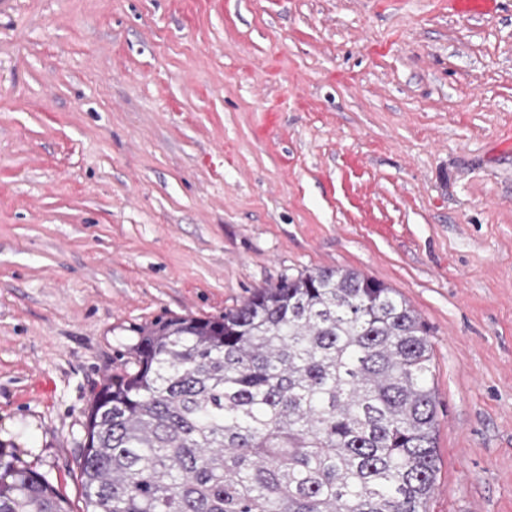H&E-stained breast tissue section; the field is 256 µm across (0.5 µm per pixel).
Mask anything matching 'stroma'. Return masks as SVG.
Here are the masks:
<instances>
[{
	"instance_id": "obj_1",
	"label": "stroma",
	"mask_w": 512,
	"mask_h": 512,
	"mask_svg": "<svg viewBox=\"0 0 512 512\" xmlns=\"http://www.w3.org/2000/svg\"><path fill=\"white\" fill-rule=\"evenodd\" d=\"M0 0V442L83 512L135 327L354 269L428 325V512H512V0Z\"/></svg>"
}]
</instances>
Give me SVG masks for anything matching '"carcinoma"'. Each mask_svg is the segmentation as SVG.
<instances>
[{"instance_id": "obj_1", "label": "carcinoma", "mask_w": 512, "mask_h": 512, "mask_svg": "<svg viewBox=\"0 0 512 512\" xmlns=\"http://www.w3.org/2000/svg\"><path fill=\"white\" fill-rule=\"evenodd\" d=\"M134 332L84 411V512H428L429 329L384 282L313 269ZM0 512L68 509L0 444Z\"/></svg>"}]
</instances>
